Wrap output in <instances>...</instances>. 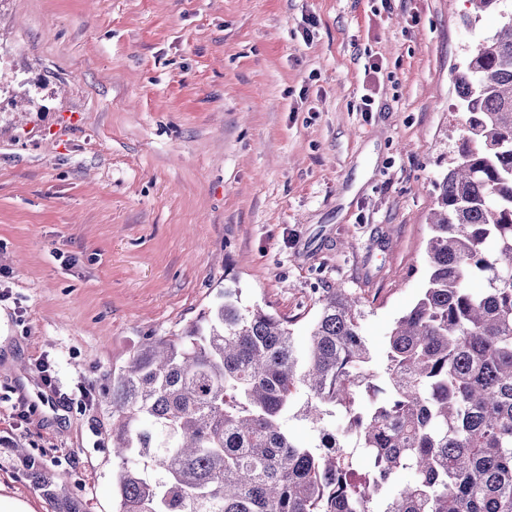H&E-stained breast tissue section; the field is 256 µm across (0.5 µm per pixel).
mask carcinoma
Returning a JSON list of instances; mask_svg holds the SVG:
<instances>
[{
  "label": "carcinoma",
  "instance_id": "1",
  "mask_svg": "<svg viewBox=\"0 0 512 512\" xmlns=\"http://www.w3.org/2000/svg\"><path fill=\"white\" fill-rule=\"evenodd\" d=\"M501 17L457 70L467 118L436 183L424 287L383 367L347 288L318 300L302 353L287 320L224 291L206 325L146 337L98 395L112 406L117 512H512V12ZM301 395L319 427L310 446L283 428ZM402 470L414 480L398 483ZM40 477L52 512H81Z\"/></svg>",
  "mask_w": 512,
  "mask_h": 512
}]
</instances>
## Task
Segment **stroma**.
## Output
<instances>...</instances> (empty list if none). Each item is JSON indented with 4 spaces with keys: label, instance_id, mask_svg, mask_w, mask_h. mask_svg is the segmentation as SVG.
<instances>
[{
    "label": "stroma",
    "instance_id": "1",
    "mask_svg": "<svg viewBox=\"0 0 512 512\" xmlns=\"http://www.w3.org/2000/svg\"><path fill=\"white\" fill-rule=\"evenodd\" d=\"M501 21L469 0H0V497L50 512L21 444L115 512L112 410L77 386L225 289L301 348L350 288L382 361L465 120L452 72Z\"/></svg>",
    "mask_w": 512,
    "mask_h": 512
}]
</instances>
